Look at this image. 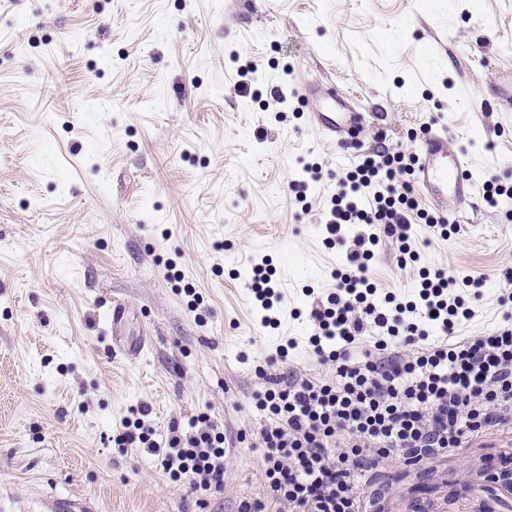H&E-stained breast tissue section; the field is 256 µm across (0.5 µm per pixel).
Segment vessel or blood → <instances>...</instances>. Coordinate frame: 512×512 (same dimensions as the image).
<instances>
[{
	"label": "vessel or blood",
	"instance_id": "b4317fda",
	"mask_svg": "<svg viewBox=\"0 0 512 512\" xmlns=\"http://www.w3.org/2000/svg\"><path fill=\"white\" fill-rule=\"evenodd\" d=\"M322 106L311 113V123L326 138L333 139L361 126L365 117L334 88L322 91ZM468 158L454 150L447 131H427L420 141L415 180L427 200L446 212L449 223H460L475 195L468 176Z\"/></svg>",
	"mask_w": 512,
	"mask_h": 512
}]
</instances>
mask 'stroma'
Returning <instances> with one entry per match:
<instances>
[{"label":"stroma","instance_id":"35a3bbf8","mask_svg":"<svg viewBox=\"0 0 512 512\" xmlns=\"http://www.w3.org/2000/svg\"><path fill=\"white\" fill-rule=\"evenodd\" d=\"M311 81L365 112L359 147L311 124ZM509 84L512 0H0V512H236L263 498L255 368L327 374L307 352L309 310L345 257L291 180L321 165L324 204L358 149L417 151L433 123L475 185L512 184V112L492 104ZM413 237L420 260L403 270L379 244V288L412 293L423 267L480 274L457 335L512 315V199L476 196L450 240L421 224ZM265 263L269 311L251 288ZM115 301L120 336L151 335L146 352L110 351ZM141 404L164 437L203 413L223 427L224 489L206 508L154 457L114 447ZM503 468L500 430L445 459L388 460L358 493L381 512H512L486 487Z\"/></svg>","mask_w":512,"mask_h":512}]
</instances>
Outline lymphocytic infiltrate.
Instances as JSON below:
<instances>
[{
	"instance_id": "f902f5d3",
	"label": "lymphocytic infiltrate",
	"mask_w": 512,
	"mask_h": 512,
	"mask_svg": "<svg viewBox=\"0 0 512 512\" xmlns=\"http://www.w3.org/2000/svg\"><path fill=\"white\" fill-rule=\"evenodd\" d=\"M414 154L374 149L359 154L336 182L329 210L318 221L328 246L345 244L336 289L309 311V339L330 377L256 374L266 385L253 395L266 420L259 432L265 499L241 501L237 512H363L356 485L385 459L414 463L448 456L498 426L512 423V318L494 331L455 338L468 316L463 292L482 278L423 275L414 302L393 292L376 300L367 272L381 238L398 242L399 266L417 261L409 245L413 225L440 238L459 233L422 208L411 183ZM357 225L346 239L349 225ZM149 411L130 408L113 443L142 449L172 480L186 482L198 506L224 487V433L206 422L189 436L158 441Z\"/></svg>"
}]
</instances>
